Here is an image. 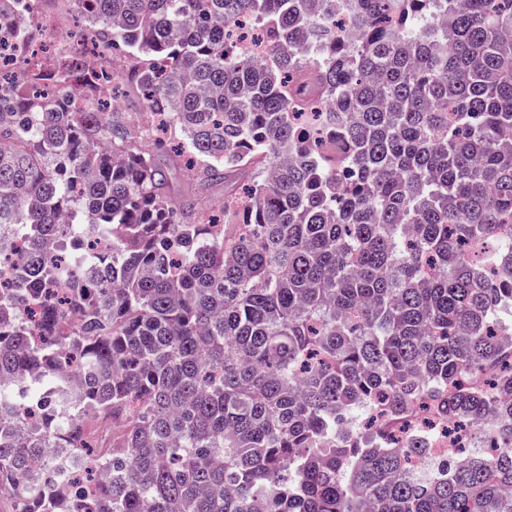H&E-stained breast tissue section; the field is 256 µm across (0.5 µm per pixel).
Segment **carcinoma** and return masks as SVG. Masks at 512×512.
Instances as JSON below:
<instances>
[{
    "instance_id": "obj_1",
    "label": "carcinoma",
    "mask_w": 512,
    "mask_h": 512,
    "mask_svg": "<svg viewBox=\"0 0 512 512\" xmlns=\"http://www.w3.org/2000/svg\"><path fill=\"white\" fill-rule=\"evenodd\" d=\"M73 2L165 121L136 146L77 53L0 74V496L512 512V0ZM177 168L249 186L204 224ZM421 404L497 452L409 473ZM23 243L20 240L11 239L9 247H0V279L2 283L12 280L13 270L22 263Z\"/></svg>"
}]
</instances>
